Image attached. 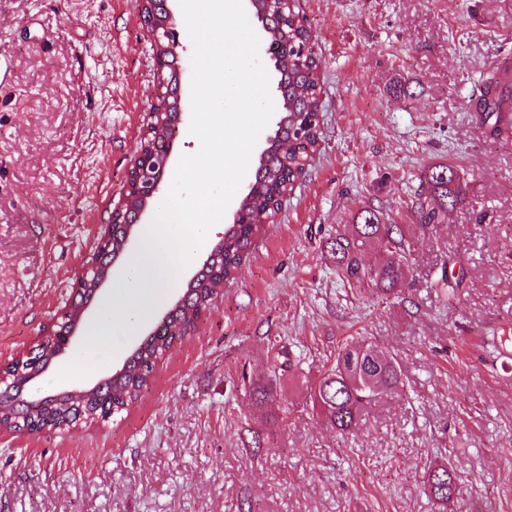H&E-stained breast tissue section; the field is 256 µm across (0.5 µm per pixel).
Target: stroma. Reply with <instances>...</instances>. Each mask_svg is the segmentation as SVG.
<instances>
[{"label":"stroma","mask_w":512,"mask_h":512,"mask_svg":"<svg viewBox=\"0 0 512 512\" xmlns=\"http://www.w3.org/2000/svg\"><path fill=\"white\" fill-rule=\"evenodd\" d=\"M320 63L317 150L192 335L127 411L0 433V512H436L430 466L474 512H512V138L481 99L512 68V0H295ZM0 364L29 348L125 192L148 120L154 46L136 0H0ZM443 162L473 207L415 223ZM408 224L403 298L342 281L329 252L356 213ZM198 253L148 322L114 332L112 375L182 297ZM466 286L448 298L443 262ZM394 355L403 391L356 434L310 394L349 341ZM298 365L277 366V352ZM278 376L275 419L248 401Z\"/></svg>","instance_id":"35a3bbf8"}]
</instances>
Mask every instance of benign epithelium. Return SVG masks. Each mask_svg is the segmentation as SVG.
I'll return each mask as SVG.
<instances>
[{"label":"benign epithelium","mask_w":512,"mask_h":512,"mask_svg":"<svg viewBox=\"0 0 512 512\" xmlns=\"http://www.w3.org/2000/svg\"><path fill=\"white\" fill-rule=\"evenodd\" d=\"M267 10L260 14L261 20L271 15H286L294 11L292 0H266ZM139 13L145 28L152 38L155 46V97L150 106L149 119L143 130L140 148L130 167L127 177L125 193L121 205L112 211L110 224L103 235L97 240L94 252L72 283V293L76 297L89 294L84 303H73L66 308L56 319L52 328L40 336L38 345L30 348L23 354L15 357L7 366L0 367V390L11 391L10 383L13 373L25 376L29 383L39 377L51 364L71 347L82 326L85 314L90 305V299L99 292L108 280L112 262V228L115 224L125 225V234L121 241V250H126L133 236L134 224L128 223L130 213L136 216L143 215L151 205L152 199L162 191L163 179L155 177L148 172L149 160L146 140L153 128L161 125L162 117L175 112L178 121H183L184 112L181 97L168 91L167 69L170 67L169 53H178V44L174 39L175 17L170 9L158 14L155 0H138ZM112 383V377L101 380L91 387L73 389L69 394L74 396H94L104 403L102 413L94 415V419L107 420L112 417L110 401L101 396L106 385Z\"/></svg>","instance_id":"benign-epithelium-1"}]
</instances>
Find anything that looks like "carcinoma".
<instances>
[{"label":"carcinoma","instance_id":"carcinoma-1","mask_svg":"<svg viewBox=\"0 0 512 512\" xmlns=\"http://www.w3.org/2000/svg\"><path fill=\"white\" fill-rule=\"evenodd\" d=\"M281 24V19H274L265 33L268 55L280 75L277 83L279 123L266 150V158L260 159L251 189L239 201L249 223L225 225L223 240L207 257L198 279L187 286L192 293L191 302L168 317L163 333L148 339L129 360L124 374L115 379L112 406L117 414L139 398L163 353L174 341L182 340L170 332V327L180 326L185 332L195 327L191 316L197 315L221 281L235 278L253 237L263 228L258 220L273 213L277 197L287 188V183L303 172L306 161L316 149L318 130L310 128L302 133L299 125L303 114L313 113L320 106L319 62L311 47L308 31L288 24L292 42L286 46L278 36ZM511 85L508 81L499 91L491 88L483 99L485 119L493 121V131L498 134L512 129V95H508ZM173 131L174 125L170 122L153 130L148 145L156 158L165 156ZM424 181L431 201L426 205L420 204L415 214L417 223L428 228L442 223L448 209H454L467 200L468 183L455 167L447 164L429 167L424 173ZM368 246L379 249L381 261L375 266H368L363 261V252ZM330 251L336 260V270L348 283L367 286L384 295L401 292L399 285L406 279L411 257L405 225L387 224L382 212L364 208L357 213L355 233L350 237L336 235ZM465 277L463 270L457 273L445 270L436 287L444 295L453 297L463 286ZM402 385L400 367L393 356L371 344H347L339 350L335 365L319 379L312 401L328 425L342 434H350L359 427L377 396L398 392ZM23 386L24 378H17L14 394L0 399V424L10 430L43 426L60 429L75 422L80 410L87 417L92 415L99 404L96 398L74 399L64 395L52 399L46 406L31 407L28 415L19 418L10 403ZM249 397L254 406L273 408L272 384H251ZM425 490L440 504L454 498L459 508L465 506L456 476L446 466L428 473Z\"/></svg>","mask_w":512,"mask_h":512}]
</instances>
